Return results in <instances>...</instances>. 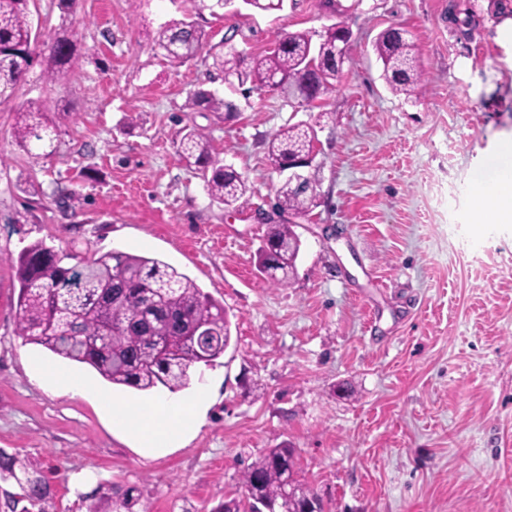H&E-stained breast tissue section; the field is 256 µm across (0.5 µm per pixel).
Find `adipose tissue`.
Segmentation results:
<instances>
[{
    "label": "adipose tissue",
    "instance_id": "1",
    "mask_svg": "<svg viewBox=\"0 0 512 512\" xmlns=\"http://www.w3.org/2000/svg\"><path fill=\"white\" fill-rule=\"evenodd\" d=\"M475 219L486 225L512 223V140L500 150L472 183ZM212 401L210 385H199L192 399L159 394L148 411L113 405L112 424L146 456L155 457L183 446L206 423Z\"/></svg>",
    "mask_w": 512,
    "mask_h": 512
}]
</instances>
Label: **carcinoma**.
<instances>
[{
    "label": "carcinoma",
    "mask_w": 512,
    "mask_h": 512,
    "mask_svg": "<svg viewBox=\"0 0 512 512\" xmlns=\"http://www.w3.org/2000/svg\"><path fill=\"white\" fill-rule=\"evenodd\" d=\"M29 0H0V102L23 81L38 62L32 49ZM349 28L338 22L313 41L308 31L280 37L273 50L246 57L224 51V42L209 49L211 71L216 77L231 76L277 90L283 97L298 93L299 106L307 108L333 92L338 79L336 43ZM208 41V35L190 19L160 27L153 43L172 62L193 60ZM382 62V79L396 94H403L423 79L413 65L411 45L398 33L382 32L374 42ZM80 64L75 43L68 36L54 38L42 69L47 84L65 81ZM53 102L47 98L28 100L15 109L11 138L28 154L32 163L53 155L57 134L43 121ZM186 107H203L229 115L236 105L209 91L190 94ZM311 124H288L269 139L267 155L272 168L284 169L288 160L308 156L316 142ZM181 154L198 167L208 196L226 206L247 203L248 186L236 169L224 166L213 154L211 139L197 127L187 129ZM318 172L313 168L299 183L283 180L276 190L280 220L267 224L264 238L267 280L284 286L294 275L300 240L293 225L284 220L291 214L307 213L317 197ZM75 255L37 241L13 261L19 283L16 304L18 334L26 343L94 369L104 380L140 392L163 386L177 392L189 386L192 369L210 365L231 344V321L224 305L212 298L189 276L173 265L138 254L111 250L66 266ZM11 478L24 491V499L37 512H49L52 488L48 479L19 454L0 451V478ZM242 485L246 503L224 502L222 512H253L255 502H264L276 512H305L319 496L295 477V449L270 448L244 470ZM135 489L88 507V512H134L139 504Z\"/></svg>",
    "instance_id": "1"
}]
</instances>
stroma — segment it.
I'll return each mask as SVG.
<instances>
[{"label": "stroma", "instance_id": "1", "mask_svg": "<svg viewBox=\"0 0 512 512\" xmlns=\"http://www.w3.org/2000/svg\"><path fill=\"white\" fill-rule=\"evenodd\" d=\"M29 10L37 55L71 33L81 57L55 85L33 67L0 104V448L41 469L51 512H87L96 489L130 487L144 512H216L244 498L247 465L283 445L324 512H512V225L473 224L468 192L512 139V51L496 33L512 0H285L273 14L235 0L199 16L190 0H76L67 13L30 0ZM190 16L210 43L252 56L346 21L335 91L307 111L267 87L210 81L206 53L170 62L155 33ZM391 27L424 73L407 95L384 83L372 50ZM200 88L237 113L187 109ZM39 97L61 106L48 115L59 144L34 166L10 132L14 105ZM315 119L317 204L294 218L295 274L275 286L258 271L281 180L266 143ZM192 125L246 179L243 207L211 201L182 157ZM22 174L42 195L16 189ZM36 241L161 259L229 310L230 347L191 380L219 387L186 445L137 453L102 399L142 407L150 395L89 368L95 403L31 381L33 362H60L16 332L11 260Z\"/></svg>", "mask_w": 512, "mask_h": 512}]
</instances>
